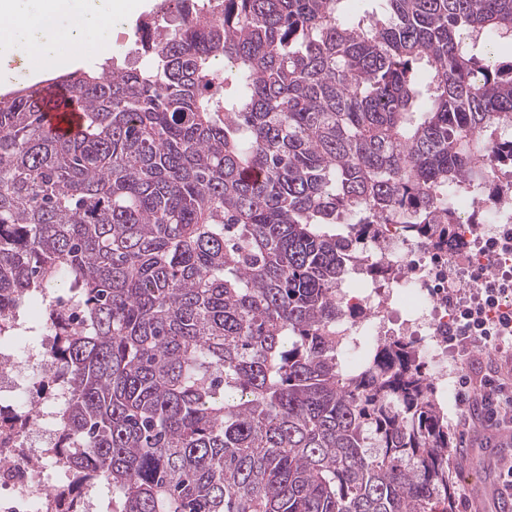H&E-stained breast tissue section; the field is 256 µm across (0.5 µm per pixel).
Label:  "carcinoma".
<instances>
[{"instance_id":"1","label":"carcinoma","mask_w":512,"mask_h":512,"mask_svg":"<svg viewBox=\"0 0 512 512\" xmlns=\"http://www.w3.org/2000/svg\"><path fill=\"white\" fill-rule=\"evenodd\" d=\"M222 2L54 82L71 137L43 90L0 97V301L84 313L43 317L58 447L112 512H453L412 344L351 365L336 335L342 226L451 237L512 177V0ZM50 96L60 103L59 108H46L45 122L59 135L76 134L83 122V113L74 100V95L65 89H52ZM70 100L68 104L64 101Z\"/></svg>"}]
</instances>
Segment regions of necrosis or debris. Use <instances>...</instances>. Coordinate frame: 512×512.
<instances>
[{
  "mask_svg": "<svg viewBox=\"0 0 512 512\" xmlns=\"http://www.w3.org/2000/svg\"><path fill=\"white\" fill-rule=\"evenodd\" d=\"M449 242L410 240L398 224H359L358 255L341 297L350 314L336 324L350 348L383 336L411 337L433 381L448 382V332L458 307L477 306L480 288L512 292V198L464 197ZM51 339L19 358L0 336V512H99L98 483H72L56 449L55 411L66 386L54 375Z\"/></svg>",
  "mask_w": 512,
  "mask_h": 512,
  "instance_id": "4bbe7bcc",
  "label": "necrosis or debris"
}]
</instances>
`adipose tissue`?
I'll return each mask as SVG.
<instances>
[{
  "mask_svg": "<svg viewBox=\"0 0 512 512\" xmlns=\"http://www.w3.org/2000/svg\"><path fill=\"white\" fill-rule=\"evenodd\" d=\"M125 9V0H44L42 10L32 13L22 0H0V57L11 58L20 52L25 60H43L63 39L78 51L86 46L110 50L112 19ZM64 11L70 22L63 29L57 16Z\"/></svg>",
  "mask_w": 512,
  "mask_h": 512,
  "instance_id": "ef3b65f1",
  "label": "adipose tissue"
}]
</instances>
